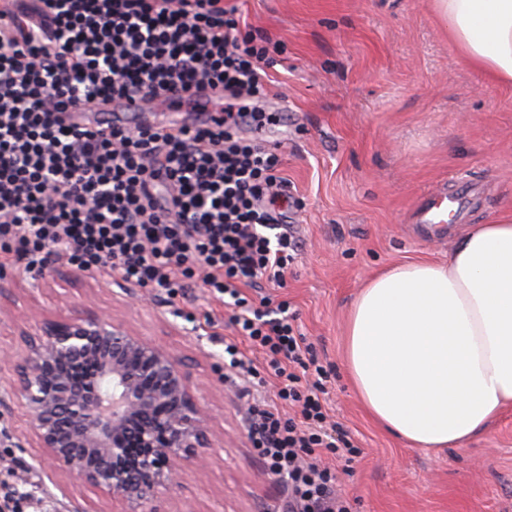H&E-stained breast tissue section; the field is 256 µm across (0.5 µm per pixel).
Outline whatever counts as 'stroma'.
<instances>
[{
    "label": "stroma",
    "mask_w": 512,
    "mask_h": 512,
    "mask_svg": "<svg viewBox=\"0 0 512 512\" xmlns=\"http://www.w3.org/2000/svg\"><path fill=\"white\" fill-rule=\"evenodd\" d=\"M249 30L278 44L267 67L262 112L284 121L280 143L288 198L280 210L302 242L285 287L300 332L328 374L326 401L359 453L326 457L354 512H512V409L462 446L414 448L377 425L345 369L346 321L373 274L409 259L442 261L458 235L512 211V86L488 84L448 42L428 0H237ZM474 189L462 219L426 229L415 211L431 192ZM50 278L15 266L0 276V302L34 299L30 320L89 308L114 315L176 351L213 417L208 469L187 470L162 495L160 512H275L282 491L260 466L247 433L246 401L226 372L224 344L237 341L231 312L201 283L166 300L110 269L59 261ZM21 411L0 405V479H33L29 451L15 448ZM54 512H123L73 488L62 498L39 484Z\"/></svg>",
    "instance_id": "stroma-1"
}]
</instances>
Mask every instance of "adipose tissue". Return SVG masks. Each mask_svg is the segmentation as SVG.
Segmentation results:
<instances>
[{
  "mask_svg": "<svg viewBox=\"0 0 512 512\" xmlns=\"http://www.w3.org/2000/svg\"><path fill=\"white\" fill-rule=\"evenodd\" d=\"M448 41L512 83V0H430ZM350 380L368 413L411 445H461L512 406V212L460 237L447 261L373 276L346 326Z\"/></svg>",
  "mask_w": 512,
  "mask_h": 512,
  "instance_id": "adipose-tissue-1",
  "label": "adipose tissue"
}]
</instances>
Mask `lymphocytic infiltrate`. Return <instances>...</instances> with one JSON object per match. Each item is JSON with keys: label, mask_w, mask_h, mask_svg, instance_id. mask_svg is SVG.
Here are the masks:
<instances>
[{"label": "lymphocytic infiltrate", "mask_w": 512, "mask_h": 512, "mask_svg": "<svg viewBox=\"0 0 512 512\" xmlns=\"http://www.w3.org/2000/svg\"><path fill=\"white\" fill-rule=\"evenodd\" d=\"M273 62L224 0H0V252L27 274L64 258L169 297L197 279L230 298L264 356L224 346L253 401L250 440L284 481L277 512H351L321 463L350 447L328 421L323 368L287 302L243 293L284 287L301 249L277 207L280 144L241 134L277 120L246 106ZM174 92L224 107L162 127L106 117L114 101L145 109ZM86 111L99 120L78 121Z\"/></svg>", "instance_id": "f902f5d3"}]
</instances>
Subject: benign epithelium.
I'll use <instances>...</instances> for the list:
<instances>
[{
	"mask_svg": "<svg viewBox=\"0 0 512 512\" xmlns=\"http://www.w3.org/2000/svg\"><path fill=\"white\" fill-rule=\"evenodd\" d=\"M19 340L6 390L24 411L18 446L33 442L52 467L35 473L63 497L78 484L125 512H160L184 467L204 470L209 419L173 350L110 314L45 319Z\"/></svg>",
	"mask_w": 512,
	"mask_h": 512,
	"instance_id": "7a95c632",
	"label": "benign epithelium"
}]
</instances>
